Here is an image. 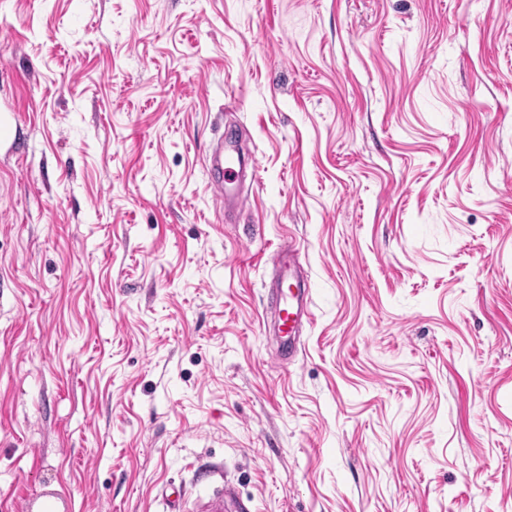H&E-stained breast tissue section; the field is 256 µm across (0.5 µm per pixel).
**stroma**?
Wrapping results in <instances>:
<instances>
[{
    "mask_svg": "<svg viewBox=\"0 0 512 512\" xmlns=\"http://www.w3.org/2000/svg\"><path fill=\"white\" fill-rule=\"evenodd\" d=\"M5 106L0 512H512V0H0ZM240 165L239 154L236 152L234 142L222 141L212 154L210 162V184L216 199L224 198L225 202L230 199V192L239 178ZM274 263L280 266V278L288 277L287 288L272 292L277 311L278 331L288 336V354L299 341V332L304 323L310 324L312 315L309 310L310 298H299L293 291L301 289L297 282L304 284L303 265L296 249H281L274 256Z\"/></svg>",
    "mask_w": 512,
    "mask_h": 512,
    "instance_id": "35a3bbf8",
    "label": "stroma"
}]
</instances>
